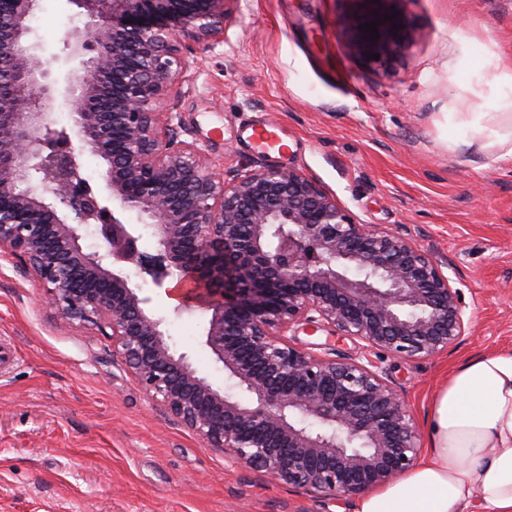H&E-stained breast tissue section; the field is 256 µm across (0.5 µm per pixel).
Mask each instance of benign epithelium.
<instances>
[{"instance_id": "1", "label": "benign epithelium", "mask_w": 512, "mask_h": 512, "mask_svg": "<svg viewBox=\"0 0 512 512\" xmlns=\"http://www.w3.org/2000/svg\"><path fill=\"white\" fill-rule=\"evenodd\" d=\"M85 31L62 39L85 56L66 76L76 95L70 133L48 119L49 70L25 46L38 0H0V249L46 290L67 324H90L143 390L235 465L332 501L376 489L412 467L420 438L382 356L436 357L470 319L448 260L409 238L360 223L300 172L238 170L221 177L174 123L176 79L191 44L224 42L236 0H67ZM350 21L355 55L384 61L406 39L389 0H362ZM380 21V38L359 27ZM106 161L104 190L81 173V153ZM152 221L157 254L123 213ZM109 245L87 253L79 228ZM134 263L158 287L193 281L210 312L205 345L243 403L172 352L149 299L114 271ZM332 327L360 355L311 353L288 332ZM377 359H372L371 355Z\"/></svg>"}]
</instances>
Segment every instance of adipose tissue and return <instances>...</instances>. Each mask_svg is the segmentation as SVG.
<instances>
[{
    "label": "adipose tissue",
    "instance_id": "obj_1",
    "mask_svg": "<svg viewBox=\"0 0 512 512\" xmlns=\"http://www.w3.org/2000/svg\"><path fill=\"white\" fill-rule=\"evenodd\" d=\"M425 457L354 512H512V350L474 357L435 396Z\"/></svg>",
    "mask_w": 512,
    "mask_h": 512
}]
</instances>
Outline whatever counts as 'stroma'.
Segmentation results:
<instances>
[{
  "label": "stroma",
  "mask_w": 512,
  "mask_h": 512,
  "mask_svg": "<svg viewBox=\"0 0 512 512\" xmlns=\"http://www.w3.org/2000/svg\"><path fill=\"white\" fill-rule=\"evenodd\" d=\"M362 0H235L223 44L188 53L175 91L182 138L217 169L276 167L317 182L364 224L447 258L470 316L463 342L383 366L417 426L449 375L512 348V0H393L407 39L384 62L355 57ZM69 0H39L29 42L50 61L55 110L76 62L65 32L84 27ZM271 120L292 152L256 153L243 129ZM120 271L164 320L177 352L231 391L204 344L208 311L177 310L132 264ZM0 512H353L238 467L151 400L112 343L68 325L38 283L0 257Z\"/></svg>",
  "instance_id": "1"
}]
</instances>
